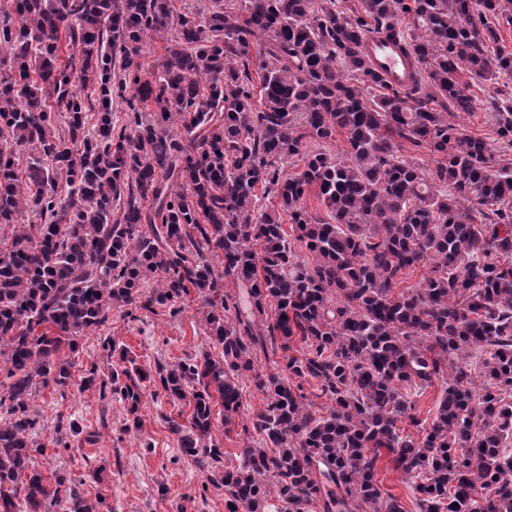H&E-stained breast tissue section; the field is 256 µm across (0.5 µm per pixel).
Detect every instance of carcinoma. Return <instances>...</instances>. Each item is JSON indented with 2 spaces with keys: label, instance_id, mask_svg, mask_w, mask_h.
I'll return each mask as SVG.
<instances>
[{
  "label": "carcinoma",
  "instance_id": "1",
  "mask_svg": "<svg viewBox=\"0 0 512 512\" xmlns=\"http://www.w3.org/2000/svg\"><path fill=\"white\" fill-rule=\"evenodd\" d=\"M0 8V512H98L80 485L35 467L28 402L69 386L57 353L117 307L173 306L195 289L217 356L151 375L109 337L88 370L129 406L143 383L191 407L181 450L224 470L227 512H402L377 483L379 450L418 512H512V26L502 0H10ZM400 38L418 72L398 87L363 44ZM166 41L162 71L135 62ZM501 86L477 99L470 87ZM126 104L115 124L112 106ZM95 101L98 111L87 110ZM59 108L60 118L52 115ZM491 113L498 147L449 120ZM346 134L350 161L307 141ZM426 151L435 168L420 166ZM303 162L288 172V160ZM314 186L326 215L308 212ZM278 199L268 209L263 200ZM295 240L310 252L299 258ZM224 257L223 269L212 259ZM427 271L406 286L414 267ZM159 278L151 293L142 291ZM241 289L234 299L225 283ZM300 355L289 354L291 343ZM265 398L238 466L205 443L229 424L239 377ZM295 379L328 399L314 409ZM448 383L428 425L409 414ZM482 387L475 389V381ZM409 417L418 435L402 433Z\"/></svg>",
  "mask_w": 512,
  "mask_h": 512
}]
</instances>
